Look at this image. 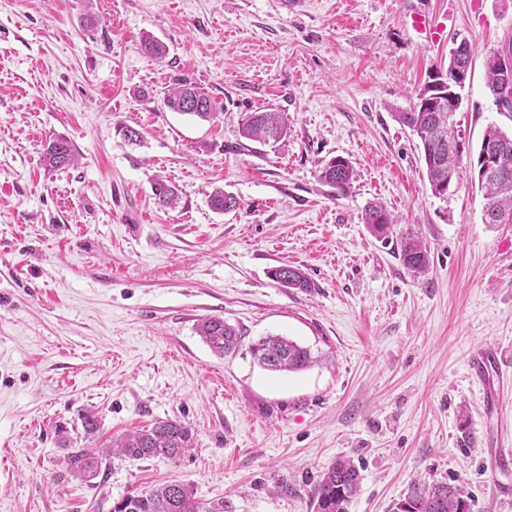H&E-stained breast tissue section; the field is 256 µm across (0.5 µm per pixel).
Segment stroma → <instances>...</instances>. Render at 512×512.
<instances>
[{
  "label": "stroma",
  "instance_id": "stroma-1",
  "mask_svg": "<svg viewBox=\"0 0 512 512\" xmlns=\"http://www.w3.org/2000/svg\"><path fill=\"white\" fill-rule=\"evenodd\" d=\"M414 13L451 15L439 43ZM147 36L165 58L142 51ZM460 41L473 50L455 115L469 154L489 124L512 130L484 69L512 50V0H297L291 13L279 0H0V512H108L172 480L232 512H313L314 484L342 458L362 476L348 512H395L436 482L472 512H512L494 488L512 465L489 469L512 451V391L468 368L475 350H512V224L483 222L470 172L432 195L396 118ZM181 78L216 119L164 106ZM269 111L287 137H241L245 113ZM56 135L79 163L50 173L39 149ZM335 157L354 168L345 194L318 178ZM159 179L176 208L158 205ZM217 188L238 209L214 210ZM372 201L398 219L388 240L362 222ZM409 233L429 252L418 278L399 259ZM284 264L309 291L271 279ZM211 315L239 329L237 352L198 335ZM271 335L315 363L261 368L249 346ZM88 411L101 442L172 419L195 446L176 462L108 460L92 487L65 462L89 445Z\"/></svg>",
  "mask_w": 512,
  "mask_h": 512
}]
</instances>
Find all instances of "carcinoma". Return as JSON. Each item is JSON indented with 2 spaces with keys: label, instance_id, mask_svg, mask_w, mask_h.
<instances>
[{
  "label": "carcinoma",
  "instance_id": "cac0c4a2",
  "mask_svg": "<svg viewBox=\"0 0 512 512\" xmlns=\"http://www.w3.org/2000/svg\"><path fill=\"white\" fill-rule=\"evenodd\" d=\"M471 65V50L466 43L450 52L448 70L425 86L431 101L418 97L409 112L396 113L397 120L407 126L419 139L425 173L433 195L448 191V176L461 179L462 149L458 131L448 111V92L455 72ZM487 89L496 102L511 108L502 99L505 79L499 67V54L486 60ZM164 105L172 112L195 116L201 120L217 117L211 99L193 83H176L164 97ZM287 135V125L277 112H251L242 123L241 136L264 145L276 144ZM41 160L48 170H63L77 164L73 142L56 136L42 145ZM470 172L483 191V222L512 224V133L495 124L488 125L476 154L470 157ZM353 177L352 165L343 158L329 160L320 170L322 183L347 192ZM154 195L162 206L172 208L178 194L172 187L157 182ZM211 206L222 212L237 209L239 201L217 190L210 195ZM363 221L370 233L380 239L388 238L396 220L380 203L364 209ZM399 258L413 276L426 273L428 252L415 236L406 235L400 241ZM272 279L284 288L306 291L311 287L306 273L299 267L282 265L271 270ZM197 333L213 352L220 356L239 348V330L223 317L211 315L199 320ZM250 353L261 367L275 372H298L313 363L311 350L282 336H266L250 346ZM194 447V435L178 420H157L148 427L128 432L113 439L104 448H73L67 453V471L91 484L103 472L108 458L148 459L163 457L176 461ZM361 475L353 462L338 461L328 468L314 485L311 501L315 512H348V505L360 489ZM228 505L219 502L209 507L198 502L187 486L170 481L149 491L132 493L115 502L109 512H224ZM397 512H470L469 498L447 483L413 486L408 496L397 505Z\"/></svg>",
  "mask_w": 512,
  "mask_h": 512
}]
</instances>
